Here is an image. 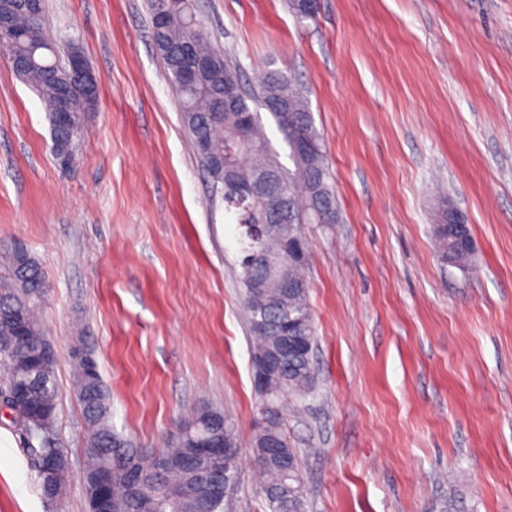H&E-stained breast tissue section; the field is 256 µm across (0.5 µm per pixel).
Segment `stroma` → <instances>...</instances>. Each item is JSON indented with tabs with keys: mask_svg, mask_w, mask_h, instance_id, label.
I'll use <instances>...</instances> for the list:
<instances>
[{
	"mask_svg": "<svg viewBox=\"0 0 512 512\" xmlns=\"http://www.w3.org/2000/svg\"><path fill=\"white\" fill-rule=\"evenodd\" d=\"M98 106L69 168L40 97L0 51V276L24 246L47 283L67 512H87L88 434L71 382L89 336L112 428L158 454L201 404L242 462L224 512H269L239 244L151 40L147 0H44ZM244 83L290 73L308 96L340 219L307 224L316 385L283 402L307 512H512V0H195ZM465 216L466 269L431 228ZM0 512H54L24 432L0 410Z\"/></svg>",
	"mask_w": 512,
	"mask_h": 512,
	"instance_id": "1",
	"label": "stroma"
}]
</instances>
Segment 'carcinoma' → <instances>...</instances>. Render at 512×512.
Returning <instances> with one entry per match:
<instances>
[{
	"instance_id": "carcinoma-1",
	"label": "carcinoma",
	"mask_w": 512,
	"mask_h": 512,
	"mask_svg": "<svg viewBox=\"0 0 512 512\" xmlns=\"http://www.w3.org/2000/svg\"><path fill=\"white\" fill-rule=\"evenodd\" d=\"M152 40L179 97L184 121L213 187L224 192L240 244V279L249 313L254 351L273 349L288 335L306 345L267 378L270 408L259 402L264 423L252 443L262 492L271 512H306L305 488L294 449L274 456L261 447L270 434L288 442L284 430L283 398L303 401L314 389L312 356L315 341L308 294L300 291L288 302L295 323L282 324L281 282L307 281L309 254L304 224H334L340 217L336 191L309 101L293 79L281 71L261 76L259 95L241 97L238 108H219L224 76L241 79L228 54L216 46L208 31L197 25L195 0H149ZM8 17L11 36L0 40L3 51L23 52L32 64L16 75L32 87L49 116L51 138L58 153L75 151L82 113L96 107L97 98L72 80L69 69L46 44L45 5L27 9L26 0H0V17ZM210 59V67L194 84L181 87L176 77L193 58ZM275 101L270 112L289 148L294 168L284 167L269 148L259 119L245 125L240 112L251 104ZM69 109L68 129L61 128L60 108ZM293 225L286 233L285 224ZM433 235L442 257L456 265L472 262L469 227H448V207L438 209ZM45 281L37 263L20 251L12 253L9 273L0 278V371L6 385L25 386L28 404L14 405L11 414L29 444L34 467L53 462V478L39 480L43 496L63 503L70 469L67 452L56 432L58 399L53 381L56 356L46 357L41 309ZM73 389L83 408L89 433L83 465L85 495L109 497L110 512H223L224 501L211 494L212 475L224 474V461L196 454L198 442L218 432L224 442H237L232 420L224 412L202 406L181 420L170 448L152 457L131 446L112 430L111 404L100 375L92 376L72 358Z\"/></svg>"
}]
</instances>
